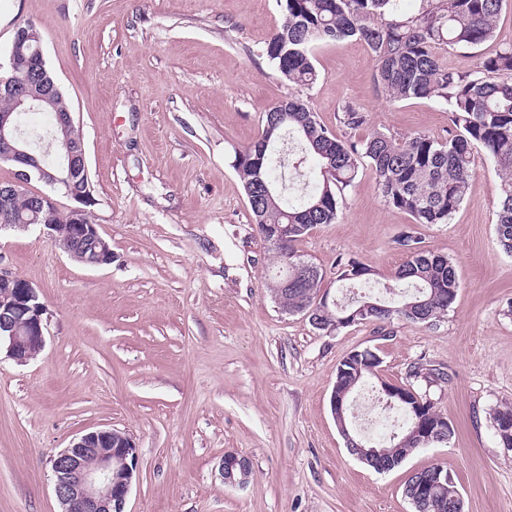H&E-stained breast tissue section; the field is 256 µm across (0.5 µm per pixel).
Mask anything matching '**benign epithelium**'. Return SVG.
Here are the masks:
<instances>
[{
    "instance_id": "obj_1",
    "label": "benign epithelium",
    "mask_w": 512,
    "mask_h": 512,
    "mask_svg": "<svg viewBox=\"0 0 512 512\" xmlns=\"http://www.w3.org/2000/svg\"><path fill=\"white\" fill-rule=\"evenodd\" d=\"M24 36L26 33L20 30L13 41L10 53L13 76L0 80V93L13 99L11 110L0 111V163L15 167L14 180L0 186V228L40 225L73 260L89 268L108 266L112 264L111 244L100 234L98 225L84 223L87 206L94 203L85 151L68 137L55 136L50 142L56 165L66 169L68 175L64 195L72 205L66 209L64 223L40 224L38 211L57 209L55 200L44 193L33 195L38 210L29 212V217L12 209L14 194L31 181H40L51 188L59 184L54 174L42 166L18 127L19 113L43 109V105L58 92L46 68L41 47H36L37 59L28 62L21 44ZM80 182L84 190H72V185ZM47 324L46 308L36 289L28 281L1 268L0 351H5V356L18 364L35 359L45 346ZM383 391L389 400L400 402L406 410L419 415L420 443L427 446L446 440L451 426L441 412L434 408L425 409L421 399L410 398L400 385H385ZM330 409L351 454L364 461L366 455L375 453L373 448L355 447L344 424V397L331 395ZM50 465L54 494L61 512H126L128 495L139 478V454L133 437L112 428H97L80 435L58 452ZM250 475L245 457L232 452L224 454L220 468L224 484L244 486ZM450 479L443 468L433 470L413 485V499L425 497L433 486Z\"/></svg>"
}]
</instances>
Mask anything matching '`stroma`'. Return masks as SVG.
Returning <instances> with one entry per match:
<instances>
[{"mask_svg": "<svg viewBox=\"0 0 512 512\" xmlns=\"http://www.w3.org/2000/svg\"><path fill=\"white\" fill-rule=\"evenodd\" d=\"M281 18L277 0H0V77L16 29L35 24L112 246L111 265L88 269L41 227L0 230V265L36 288L49 318L36 359L0 360V512H59L50 457L102 427L138 446L127 512H414L405 483L434 465L463 512H512V450L489 421L512 405V254L495 232V164L474 149L445 224L413 223L361 167L336 223L295 245L334 290L348 257L388 282L406 260L399 237L415 233L459 282L437 324L327 333L282 312L267 290L276 260L233 167L264 113L299 93L342 138L445 140L451 127L437 101L390 100L355 39L317 45L318 81L288 84L260 53ZM346 102L368 113L366 127L340 124ZM367 347L381 359L365 383L374 393L404 384L419 360L449 375L429 395L453 436L384 473L348 452L330 411L338 367ZM228 452L249 459L246 486L222 482Z\"/></svg>", "mask_w": 512, "mask_h": 512, "instance_id": "1", "label": "stroma"}]
</instances>
